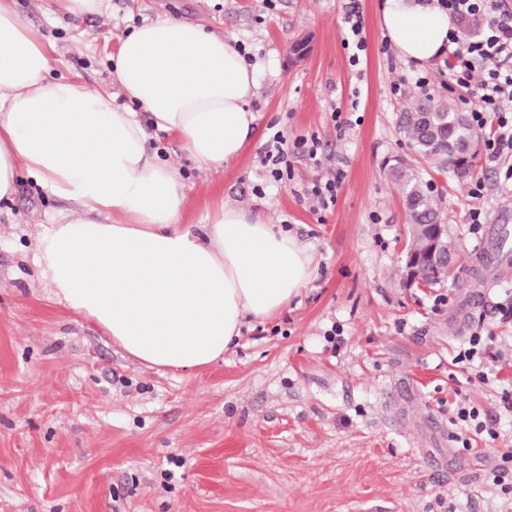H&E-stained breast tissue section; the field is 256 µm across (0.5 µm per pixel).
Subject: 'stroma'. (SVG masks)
I'll list each match as a JSON object with an SVG mask.
<instances>
[{"mask_svg":"<svg viewBox=\"0 0 512 512\" xmlns=\"http://www.w3.org/2000/svg\"><path fill=\"white\" fill-rule=\"evenodd\" d=\"M17 3L58 73L90 88L112 86L120 37L166 15L244 45L258 92L240 156L204 174L151 127L148 147L190 184L182 223H210L226 204L262 213L312 247L317 270L222 361L149 369L52 300L35 240L64 204L20 174L0 204V512H497L484 477L499 459L454 441L450 405L462 396L499 420L498 445L512 448L500 386L468 382L454 361L481 323L498 333L500 378H512V323L495 307L512 296V272L487 287L472 278L488 225L512 228V188L477 165L486 189L473 229L466 184L432 171L452 254L440 291L449 302L438 308L439 291L403 280V200L382 169L408 151L396 125L408 101L395 83L425 76L426 95L469 100L468 89H449L444 59L399 57L383 0H109L79 18L57 17L52 0L39 11ZM352 4L366 42L355 65L343 45ZM275 128L318 140L317 161L294 156L283 186L261 162ZM335 177V203L313 210L305 190Z\"/></svg>","mask_w":512,"mask_h":512,"instance_id":"obj_1","label":"stroma"}]
</instances>
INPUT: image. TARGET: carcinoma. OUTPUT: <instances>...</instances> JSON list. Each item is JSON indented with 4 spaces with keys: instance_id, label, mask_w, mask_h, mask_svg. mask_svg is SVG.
<instances>
[{
    "instance_id": "obj_1",
    "label": "carcinoma",
    "mask_w": 512,
    "mask_h": 512,
    "mask_svg": "<svg viewBox=\"0 0 512 512\" xmlns=\"http://www.w3.org/2000/svg\"><path fill=\"white\" fill-rule=\"evenodd\" d=\"M408 98L411 107L399 114L397 123L418 163L411 164L396 155L384 162V169L401 191L411 240L415 236L427 238L428 225L439 217L433 185L424 179V173L431 167L447 168L459 180H466L479 156L473 145L480 142V135L454 99L434 100L413 92Z\"/></svg>"
}]
</instances>
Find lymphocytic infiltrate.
Returning <instances> with one entry per match:
<instances>
[{"label": "lymphocytic infiltrate", "mask_w": 512, "mask_h": 512, "mask_svg": "<svg viewBox=\"0 0 512 512\" xmlns=\"http://www.w3.org/2000/svg\"><path fill=\"white\" fill-rule=\"evenodd\" d=\"M438 2L460 23L448 33V81L472 90L475 103L470 114L484 136L485 159L512 182V12L501 10L499 0ZM467 22L477 27V35L464 33L462 26ZM294 151L312 160L317 157V147L307 137L290 139L280 130L269 136L262 162L274 181L291 180L288 157ZM452 423L467 430L461 440L467 451L472 448L471 436H480L488 448L500 438L493 421L464 399L457 402Z\"/></svg>", "instance_id": "lymphocytic-infiltrate-1"}]
</instances>
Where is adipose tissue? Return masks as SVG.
<instances>
[{
  "instance_id": "1",
  "label": "adipose tissue",
  "mask_w": 512,
  "mask_h": 512,
  "mask_svg": "<svg viewBox=\"0 0 512 512\" xmlns=\"http://www.w3.org/2000/svg\"><path fill=\"white\" fill-rule=\"evenodd\" d=\"M398 55L421 65L448 46L436 0H385ZM116 92L54 77L55 61L16 0H0V202L26 171L67 202L39 236L41 278L57 301L150 368L222 359L247 320L278 315L316 271L308 245L250 210L180 223V166L147 145L146 124L201 172L237 158L253 132L256 66L205 24L161 18L120 38ZM122 94L140 112L112 104Z\"/></svg>"
}]
</instances>
